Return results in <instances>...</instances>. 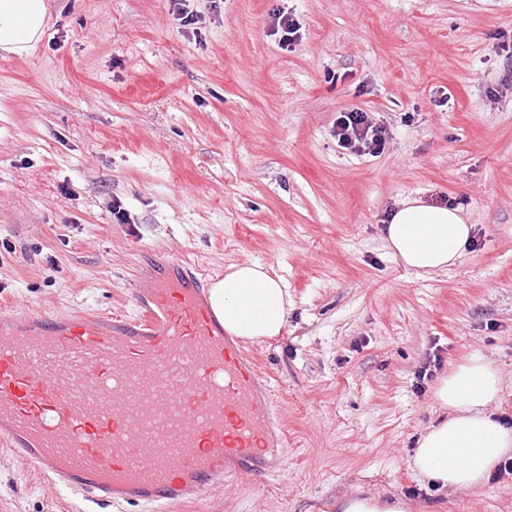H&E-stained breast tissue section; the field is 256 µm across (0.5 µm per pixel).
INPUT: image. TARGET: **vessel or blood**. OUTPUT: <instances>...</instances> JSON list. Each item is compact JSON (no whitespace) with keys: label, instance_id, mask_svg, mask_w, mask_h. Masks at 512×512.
I'll use <instances>...</instances> for the list:
<instances>
[{"label":"vessel or blood","instance_id":"vessel-or-blood-1","mask_svg":"<svg viewBox=\"0 0 512 512\" xmlns=\"http://www.w3.org/2000/svg\"><path fill=\"white\" fill-rule=\"evenodd\" d=\"M180 256L128 280L132 313L0 309V450L101 508H175L265 481L284 445L268 381Z\"/></svg>","mask_w":512,"mask_h":512}]
</instances>
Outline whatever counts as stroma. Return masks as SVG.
Wrapping results in <instances>:
<instances>
[{"label":"stroma","mask_w":512,"mask_h":512,"mask_svg":"<svg viewBox=\"0 0 512 512\" xmlns=\"http://www.w3.org/2000/svg\"><path fill=\"white\" fill-rule=\"evenodd\" d=\"M46 3L35 48L0 52V306L129 309L144 248L214 276L259 260L288 287L283 331L250 346L280 468L184 512H337L358 493L512 512V478L454 491L409 466L470 357L512 428V0H190L194 27L169 0ZM281 13L299 26L285 49ZM357 108L386 127L381 156L338 146ZM408 198L463 207L456 265L392 257L384 223ZM87 509L0 452V512Z\"/></svg>","instance_id":"1"}]
</instances>
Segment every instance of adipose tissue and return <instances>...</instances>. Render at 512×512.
<instances>
[{"mask_svg": "<svg viewBox=\"0 0 512 512\" xmlns=\"http://www.w3.org/2000/svg\"><path fill=\"white\" fill-rule=\"evenodd\" d=\"M44 0H0V51L21 55L40 40L46 21ZM464 210L408 200L384 226L395 259L415 273L448 269L472 238ZM210 301L224 317L228 335L247 342L278 336L288 318V291L257 260L228 267L210 289ZM499 398L491 364L476 356L444 378L435 400L448 417L420 437L411 465L442 487L466 491L484 484L512 456V428L490 410Z\"/></svg>", "mask_w": 512, "mask_h": 512, "instance_id": "1", "label": "adipose tissue"}]
</instances>
